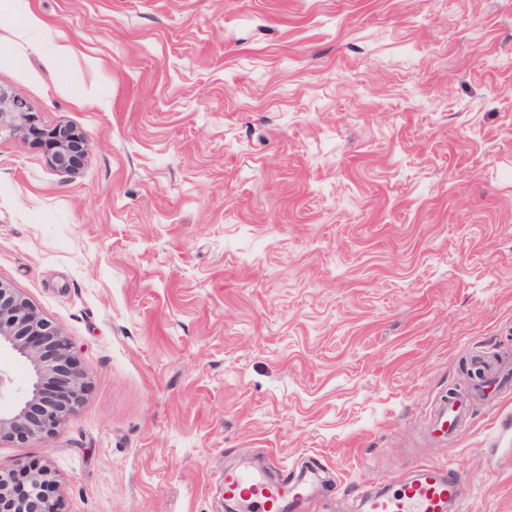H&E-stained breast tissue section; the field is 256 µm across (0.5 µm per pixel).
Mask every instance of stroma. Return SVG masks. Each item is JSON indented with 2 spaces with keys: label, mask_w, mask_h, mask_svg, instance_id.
<instances>
[{
  "label": "stroma",
  "mask_w": 512,
  "mask_h": 512,
  "mask_svg": "<svg viewBox=\"0 0 512 512\" xmlns=\"http://www.w3.org/2000/svg\"><path fill=\"white\" fill-rule=\"evenodd\" d=\"M0 89L89 147L0 140V281L88 376L48 440L61 512H224V471L321 457L322 512L445 462L512 512V384L455 438L463 361L512 357V0H27ZM26 20L21 30L22 35L34 44L50 53V57L60 61L74 56L71 43L56 39L53 34L44 29L42 21L29 11H25ZM59 127L58 130L46 136L54 148L49 161L55 169L70 173L80 165L81 157L87 149V141L73 127ZM468 414L469 403L466 399L448 397L439 408L431 412L430 417L435 431L451 438L463 430Z\"/></svg>",
  "instance_id": "stroma-1"
}]
</instances>
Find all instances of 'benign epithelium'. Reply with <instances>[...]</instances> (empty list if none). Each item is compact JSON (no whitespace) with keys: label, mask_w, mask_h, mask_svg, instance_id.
Wrapping results in <instances>:
<instances>
[{"label":"benign epithelium","mask_w":512,"mask_h":512,"mask_svg":"<svg viewBox=\"0 0 512 512\" xmlns=\"http://www.w3.org/2000/svg\"><path fill=\"white\" fill-rule=\"evenodd\" d=\"M20 133L43 136L27 103L0 92V138ZM53 151L51 165L70 173L87 149L76 129L62 126L48 135ZM8 347L25 360L30 377L16 401L0 409V438L33 444L53 435L75 412L86 388V375L68 341L14 289L0 283V347ZM45 468L31 470L22 488L12 486L8 473L0 472V512H58L59 501L49 497L43 481Z\"/></svg>","instance_id":"benign-epithelium-1"}]
</instances>
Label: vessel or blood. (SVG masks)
Masks as SVG:
<instances>
[{
	"instance_id": "b4317fda",
	"label": "vessel or blood",
	"mask_w": 512,
	"mask_h": 512,
	"mask_svg": "<svg viewBox=\"0 0 512 512\" xmlns=\"http://www.w3.org/2000/svg\"><path fill=\"white\" fill-rule=\"evenodd\" d=\"M468 414V401L451 397L430 417L438 433L452 437L463 430ZM224 487L226 505L246 512H294L299 502L311 499L305 483L276 480L246 466L226 470ZM361 498L364 512H448L449 505L461 503L457 474L439 463L421 466L416 478L386 484Z\"/></svg>"
}]
</instances>
